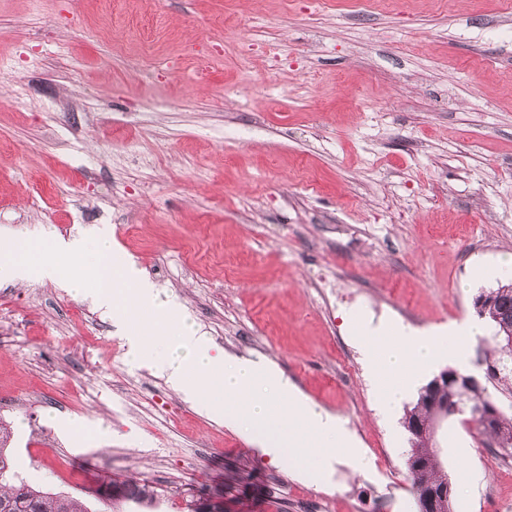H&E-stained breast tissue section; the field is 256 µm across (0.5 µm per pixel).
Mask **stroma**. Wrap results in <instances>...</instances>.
Wrapping results in <instances>:
<instances>
[{
  "label": "stroma",
  "mask_w": 512,
  "mask_h": 512,
  "mask_svg": "<svg viewBox=\"0 0 512 512\" xmlns=\"http://www.w3.org/2000/svg\"><path fill=\"white\" fill-rule=\"evenodd\" d=\"M209 79L197 81L201 53ZM106 229L229 358L355 433L330 481L259 455L112 320L0 279L13 478L90 512H415L409 394L376 403L346 319L475 318L512 255V0H0V235ZM91 419L58 435L54 420ZM458 512H512V449L439 435ZM138 483L151 503L108 496Z\"/></svg>",
  "instance_id": "obj_1"
}]
</instances>
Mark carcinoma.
<instances>
[{
  "label": "carcinoma",
  "mask_w": 512,
  "mask_h": 512,
  "mask_svg": "<svg viewBox=\"0 0 512 512\" xmlns=\"http://www.w3.org/2000/svg\"><path fill=\"white\" fill-rule=\"evenodd\" d=\"M487 302L478 316L488 322L491 336L477 347L476 365L482 372V381L469 376L470 383L462 392L451 388H421L414 406L405 418L410 423L425 424L438 410L448 407V419H457L482 435L493 438L501 449H512V413H505L498 401L489 393L487 385H500L512 396V283L501 284L485 291ZM494 410L489 425H484L483 414ZM410 444L408 470L416 493L439 489L448 478L435 462L437 450L433 447L434 436L408 438ZM122 497L144 502L153 498L147 486L121 484ZM0 512H89L79 499L43 488H35L23 482L0 483Z\"/></svg>",
  "instance_id": "obj_1"
}]
</instances>
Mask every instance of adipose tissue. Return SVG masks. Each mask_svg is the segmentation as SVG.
<instances>
[{
    "mask_svg": "<svg viewBox=\"0 0 512 512\" xmlns=\"http://www.w3.org/2000/svg\"><path fill=\"white\" fill-rule=\"evenodd\" d=\"M354 333L368 356L380 404L388 411L440 362H462L469 345L482 336L483 330L474 322L461 321L438 332L401 326L377 330L358 325Z\"/></svg>",
    "mask_w": 512,
    "mask_h": 512,
    "instance_id": "obj_1",
    "label": "adipose tissue"
}]
</instances>
